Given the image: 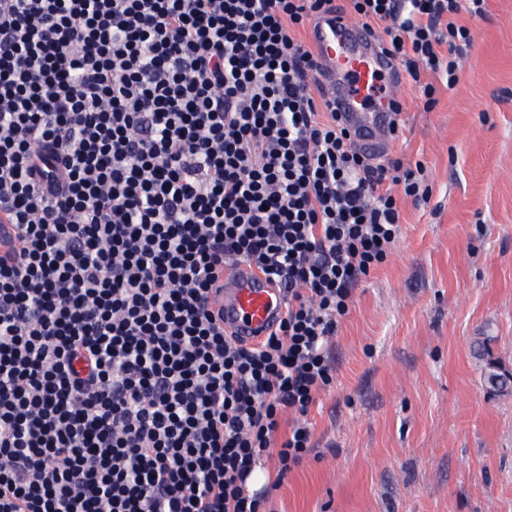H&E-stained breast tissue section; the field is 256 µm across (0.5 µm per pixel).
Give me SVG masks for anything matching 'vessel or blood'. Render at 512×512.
I'll use <instances>...</instances> for the list:
<instances>
[{
  "mask_svg": "<svg viewBox=\"0 0 512 512\" xmlns=\"http://www.w3.org/2000/svg\"><path fill=\"white\" fill-rule=\"evenodd\" d=\"M319 69L315 80L325 92L361 151L385 155L399 131L405 102L394 80L395 62L385 56L370 31L342 12L325 15L310 34ZM214 295L225 331L254 344L278 325L286 291L243 263L229 264Z\"/></svg>",
  "mask_w": 512,
  "mask_h": 512,
  "instance_id": "vessel-or-blood-1",
  "label": "vessel or blood"
}]
</instances>
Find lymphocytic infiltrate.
Segmentation results:
<instances>
[{
    "instance_id": "lymphocytic-infiltrate-1",
    "label": "lymphocytic infiltrate",
    "mask_w": 512,
    "mask_h": 512,
    "mask_svg": "<svg viewBox=\"0 0 512 512\" xmlns=\"http://www.w3.org/2000/svg\"><path fill=\"white\" fill-rule=\"evenodd\" d=\"M485 0H350L425 108ZM335 0H0V512H272L421 161L358 153L298 36ZM288 301L255 345L226 263ZM214 295V308L224 315V331L254 344L278 325L286 291L264 274L243 263L228 264Z\"/></svg>"
}]
</instances>
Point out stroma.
Masks as SVG:
<instances>
[{
  "mask_svg": "<svg viewBox=\"0 0 512 512\" xmlns=\"http://www.w3.org/2000/svg\"><path fill=\"white\" fill-rule=\"evenodd\" d=\"M466 17L454 90L426 110L402 84L388 152L423 161L433 192L405 201L385 264L361 283L308 420L316 449L271 490L275 512H512V0Z\"/></svg>",
  "mask_w": 512,
  "mask_h": 512,
  "instance_id": "stroma-1",
  "label": "stroma"
}]
</instances>
